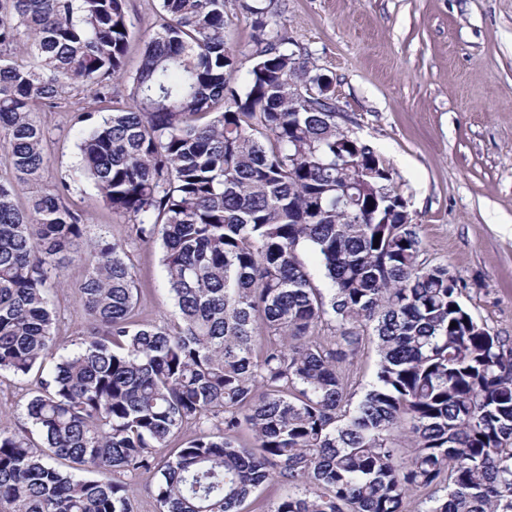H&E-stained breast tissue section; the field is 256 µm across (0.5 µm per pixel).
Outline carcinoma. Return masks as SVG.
Returning a JSON list of instances; mask_svg holds the SVG:
<instances>
[{"instance_id": "obj_1", "label": "carcinoma", "mask_w": 512, "mask_h": 512, "mask_svg": "<svg viewBox=\"0 0 512 512\" xmlns=\"http://www.w3.org/2000/svg\"><path fill=\"white\" fill-rule=\"evenodd\" d=\"M241 7L246 72L224 0H160L129 75L126 0H0V371L38 376L30 427L0 428V512H132L120 475L151 469L159 512H240L275 477L298 493L272 512H512V338L422 259L393 172L343 128L333 80L267 30L271 4ZM74 90L83 173L133 240L161 241L169 321L134 319L126 244L86 239L66 180L15 202L49 165L38 112ZM75 263L87 325L58 355L48 296ZM369 331L377 370L355 402ZM242 0H226L225 2V39L237 51L241 61V72H246L253 63L252 27L254 18L244 11L240 4Z\"/></svg>"}]
</instances>
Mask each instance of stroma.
Masks as SVG:
<instances>
[{
	"instance_id": "1",
	"label": "stroma",
	"mask_w": 512,
	"mask_h": 512,
	"mask_svg": "<svg viewBox=\"0 0 512 512\" xmlns=\"http://www.w3.org/2000/svg\"><path fill=\"white\" fill-rule=\"evenodd\" d=\"M225 2V38L242 69L252 65V16ZM158 0H127L135 71L140 37L156 25ZM271 24L288 47L309 55L333 80L350 121L394 170L430 264L466 285L463 301L491 333L512 337V0H274ZM85 104L75 91L39 118L50 131L46 182L67 178L90 236L127 239L129 226L79 176L71 118ZM141 294L137 319L175 314L160 244L128 246ZM49 296L59 311L56 339L67 348L85 326L77 285ZM27 385L0 372V427L26 423Z\"/></svg>"
}]
</instances>
